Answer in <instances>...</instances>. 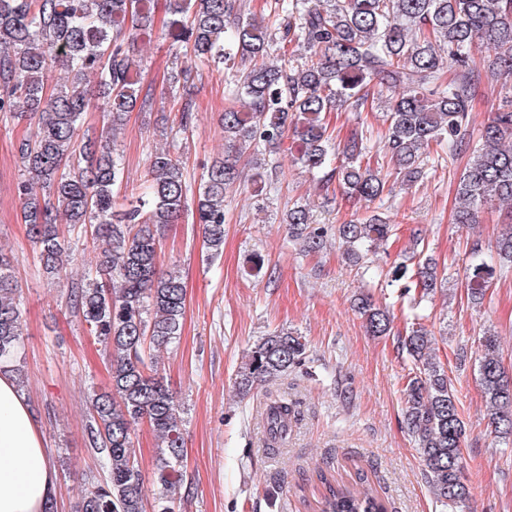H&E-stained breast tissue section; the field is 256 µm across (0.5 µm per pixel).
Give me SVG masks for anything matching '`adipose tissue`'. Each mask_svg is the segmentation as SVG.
I'll list each match as a JSON object with an SVG mask.
<instances>
[{
    "instance_id": "1",
    "label": "adipose tissue",
    "mask_w": 512,
    "mask_h": 512,
    "mask_svg": "<svg viewBox=\"0 0 512 512\" xmlns=\"http://www.w3.org/2000/svg\"><path fill=\"white\" fill-rule=\"evenodd\" d=\"M56 492L50 451L12 377L0 374V512H47Z\"/></svg>"
}]
</instances>
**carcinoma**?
<instances>
[{
	"instance_id": "obj_1",
	"label": "carcinoma",
	"mask_w": 512,
	"mask_h": 512,
	"mask_svg": "<svg viewBox=\"0 0 512 512\" xmlns=\"http://www.w3.org/2000/svg\"><path fill=\"white\" fill-rule=\"evenodd\" d=\"M172 43L231 73L221 125L224 158L208 167L191 192L179 156L169 149L150 156L149 193L117 203L123 174L114 137L140 98L138 37L152 34L150 0H0V115L27 118L35 129L17 145L24 168L18 183L22 221L38 249L42 272L67 273L68 248L60 225L90 228L96 244L82 278L69 285L71 308L90 335L107 350L111 389L91 398L89 446L103 455L105 476L85 495L79 512H174L183 498L187 457L179 405L153 352L180 335L186 285L175 268H159L160 236L188 209L196 214L204 243L215 259L224 247V194L237 181V163L252 155L253 177L275 166L266 157L287 151L325 183L373 202L387 186L382 167L366 158L372 131L360 128L333 165V131L325 114L361 113L369 100L386 96L387 127L378 150L388 158L401 185L423 180L433 146L469 159L457 185V223L478 224L482 208L503 206L512 224V109L497 110L473 139L470 112L481 95L482 76L512 77V0H274L272 20L261 24L236 0H170ZM488 53L483 66L473 45ZM189 69L170 72L180 126L193 121L195 102L180 92ZM100 105L101 130L83 128V115ZM43 194H37V190ZM288 234L304 250L323 247L312 227V209L295 204L282 217ZM394 225L377 218L336 226L346 259L364 264L368 254L392 236ZM500 261L512 263V231L498 237ZM466 272L467 296L485 298L496 268L478 257ZM394 280L419 289V299L435 293V263L415 238L411 255L396 264ZM357 308L373 336H388L393 318L364 295ZM401 337L411 360L404 390V422L417 445L427 484L441 512H459L470 497L462 443L466 433L448 372L431 355L435 337L421 323ZM21 309L10 256L0 250V370L20 372ZM478 372L490 433L512 436V378L498 355V337H482ZM306 341L290 329L259 337L233 378L240 398L300 366ZM269 439L284 441L295 409L288 394L264 392ZM149 422L158 443L153 502L132 441V431ZM318 512H387L383 500L359 477L348 488L319 470Z\"/></svg>"
}]
</instances>
